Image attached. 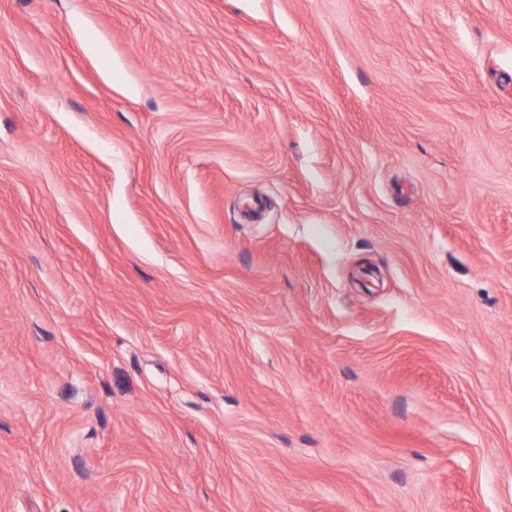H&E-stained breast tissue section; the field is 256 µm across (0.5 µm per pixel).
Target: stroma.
Instances as JSON below:
<instances>
[{
	"label": "stroma",
	"mask_w": 512,
	"mask_h": 512,
	"mask_svg": "<svg viewBox=\"0 0 512 512\" xmlns=\"http://www.w3.org/2000/svg\"><path fill=\"white\" fill-rule=\"evenodd\" d=\"M0 512H512V0H0Z\"/></svg>",
	"instance_id": "obj_1"
}]
</instances>
